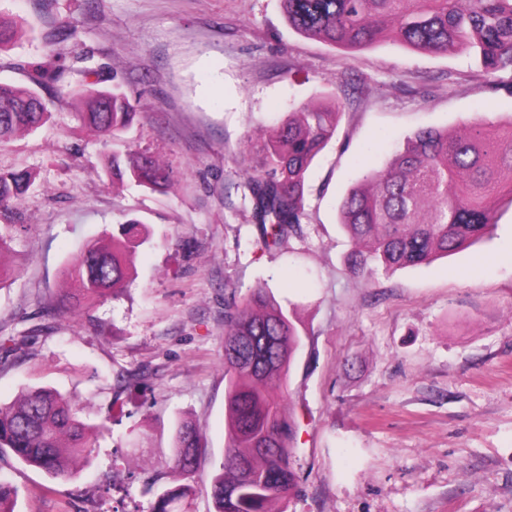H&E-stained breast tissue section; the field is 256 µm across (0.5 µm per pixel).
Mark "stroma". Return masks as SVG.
<instances>
[{
	"label": "stroma",
	"mask_w": 512,
	"mask_h": 512,
	"mask_svg": "<svg viewBox=\"0 0 512 512\" xmlns=\"http://www.w3.org/2000/svg\"><path fill=\"white\" fill-rule=\"evenodd\" d=\"M22 35L0 52V82L32 67L65 71L38 92L51 115L0 144V171L27 170L28 193L0 264V336L33 330L0 369V403L27 386L70 392L97 450L58 484L12 456L0 480L18 512H80L111 482L172 469L178 422L205 443L203 473L223 460L224 286L270 290L302 334L278 389L298 424L300 495L289 512H512V201L495 202L490 239L427 265L352 275L338 204L425 127L461 130L474 114L505 123L512 96L490 94L468 53L425 55L381 43L348 52L297 34L280 0H0ZM119 85L137 114L114 137L83 125L77 93ZM345 103L311 166L301 235L262 248L244 202L246 135L305 106ZM130 149L158 159L174 185L113 182L106 162ZM139 220L133 273L116 297L57 319L63 270L113 225ZM140 386L122 390V374Z\"/></svg>",
	"instance_id": "1"
}]
</instances>
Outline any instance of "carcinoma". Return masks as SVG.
Returning <instances> with one entry per match:
<instances>
[{"mask_svg": "<svg viewBox=\"0 0 512 512\" xmlns=\"http://www.w3.org/2000/svg\"><path fill=\"white\" fill-rule=\"evenodd\" d=\"M288 25L332 47L356 49L385 38L428 55L468 51L480 64L490 90L512 95V0H280ZM18 35L13 20L0 16V51ZM83 121L116 135L136 116V107L116 90L80 94ZM343 111L336 99L315 109L290 112L273 133L252 145L246 181L258 243L278 247L302 231L306 175L335 135ZM49 117L46 102L28 87L0 84V141L40 127ZM469 136L426 128L408 138L382 167H368L343 196L339 224L355 248L344 262L354 274L428 264L488 236L498 223L489 203L503 189L512 196V119L501 130L478 116ZM112 177L129 178L151 189L169 185L172 175L153 158L112 154ZM32 180L27 171L0 173V211L17 203ZM137 221L113 225L106 239L88 244L65 270L72 285L44 310L55 317L71 300L94 302L120 287L129 275L126 253ZM29 336H0V367L12 364ZM302 344L290 316L265 288L239 294L224 289L225 417L229 445L210 475L213 512H288L301 477L295 466L297 425L269 392L286 375ZM90 426L70 396L42 386L22 390L0 404V454L65 483L76 476L71 461H90ZM199 435L189 423L176 433L172 468L186 483L142 484L149 512H193L201 468ZM18 488L0 482V512H16Z\"/></svg>", "mask_w": 512, "mask_h": 512, "instance_id": "1", "label": "carcinoma"}]
</instances>
